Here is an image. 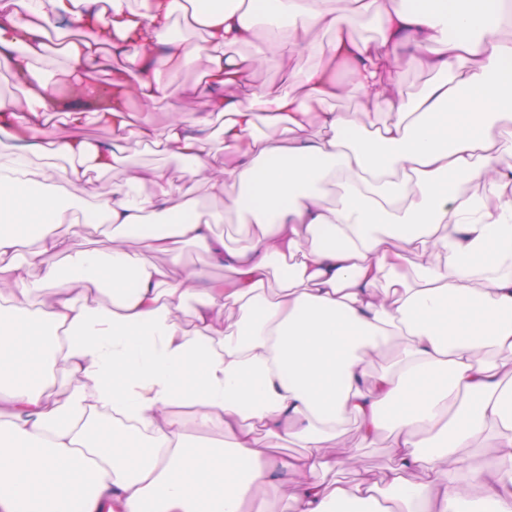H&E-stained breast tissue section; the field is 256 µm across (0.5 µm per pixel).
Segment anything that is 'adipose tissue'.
I'll use <instances>...</instances> for the list:
<instances>
[{
	"label": "adipose tissue",
	"instance_id": "ef3b65f1",
	"mask_svg": "<svg viewBox=\"0 0 512 512\" xmlns=\"http://www.w3.org/2000/svg\"><path fill=\"white\" fill-rule=\"evenodd\" d=\"M188 2L199 43L171 39L174 0H0V63L26 74L29 99L23 111L0 99V512H276L256 492L280 474L293 478L291 512H512V366L500 360L512 353V141L494 135L512 124V42L496 36L512 0H348L344 15L329 0ZM52 14L95 32L63 47L87 90L93 72L115 71L111 143L29 137L53 104L36 66ZM366 14L372 41L352 31ZM284 20L297 51L310 30L332 34L326 64L297 74L298 93L238 95ZM405 45L435 76L413 101L384 82ZM189 56L209 62L205 114L184 113L158 80ZM335 63L369 110L329 108L345 92ZM132 96L168 100L165 148L195 173L214 156L187 130L223 116L232 161L213 187L248 246L227 245L163 178L146 195L110 185L83 223L62 218L69 190L122 159ZM156 216L176 222L162 230ZM86 223L111 226L107 246L73 247ZM180 242L230 278L148 261ZM395 336L401 354L369 374ZM62 379L75 385L63 399ZM177 408L219 442L187 446ZM350 418L362 444L391 434L380 478L330 480L360 460L340 442ZM286 437L301 453L273 455ZM483 438L492 457L464 468L459 449Z\"/></svg>",
	"mask_w": 512,
	"mask_h": 512
}]
</instances>
